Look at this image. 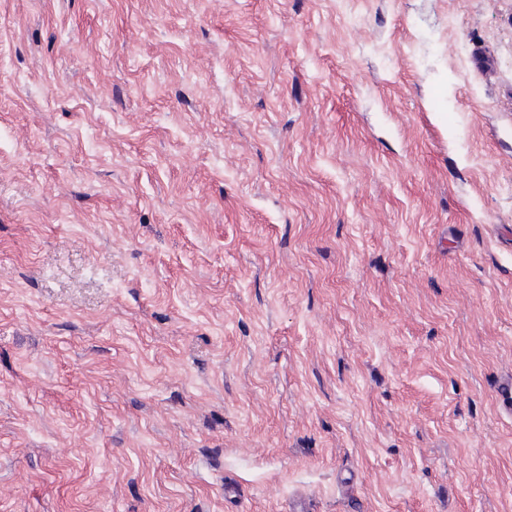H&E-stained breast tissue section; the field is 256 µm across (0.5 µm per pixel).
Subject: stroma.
<instances>
[{
  "mask_svg": "<svg viewBox=\"0 0 512 512\" xmlns=\"http://www.w3.org/2000/svg\"><path fill=\"white\" fill-rule=\"evenodd\" d=\"M512 0H0V512H512Z\"/></svg>",
  "mask_w": 512,
  "mask_h": 512,
  "instance_id": "stroma-1",
  "label": "stroma"
}]
</instances>
